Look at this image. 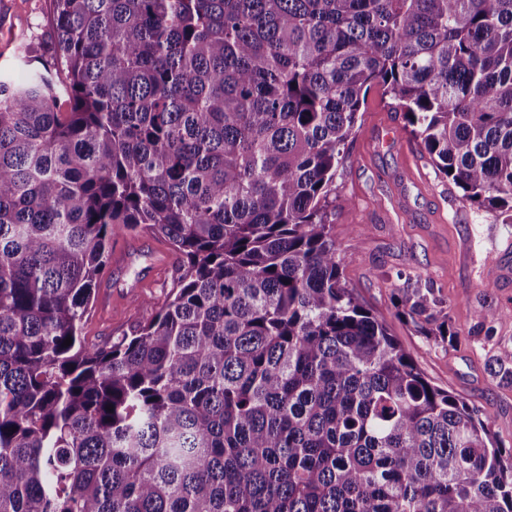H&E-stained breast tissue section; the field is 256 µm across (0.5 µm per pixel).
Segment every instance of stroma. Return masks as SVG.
<instances>
[{"instance_id":"obj_1","label":"stroma","mask_w":512,"mask_h":512,"mask_svg":"<svg viewBox=\"0 0 512 512\" xmlns=\"http://www.w3.org/2000/svg\"><path fill=\"white\" fill-rule=\"evenodd\" d=\"M52 0H0V67L19 73L14 49L25 35L37 61L54 64ZM403 112L371 88L336 171L328 208L345 281L359 301L382 319L397 343L432 384L493 415L497 441L512 448V388L489 377L485 363L497 351H512V224L497 213L476 210L460 190L436 174L419 141L405 129ZM141 233L113 237L103 278L121 287L96 286L81 335L89 346L110 343L151 320L166 303L180 263L160 238L155 250L167 264L151 278L140 271L152 260L140 252ZM140 281L137 295L125 286ZM429 286L446 301L462 335L437 345L396 314L394 297L406 288ZM483 308L491 340L477 337L473 315Z\"/></svg>"}]
</instances>
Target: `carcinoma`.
Listing matches in <instances>:
<instances>
[{
	"instance_id": "1",
	"label": "carcinoma",
	"mask_w": 512,
	"mask_h": 512,
	"mask_svg": "<svg viewBox=\"0 0 512 512\" xmlns=\"http://www.w3.org/2000/svg\"><path fill=\"white\" fill-rule=\"evenodd\" d=\"M54 2L56 64L0 74V512H512L492 413L356 298L326 214L378 86L512 224V0ZM129 231L179 276L88 347ZM396 307L460 341L434 289Z\"/></svg>"
}]
</instances>
